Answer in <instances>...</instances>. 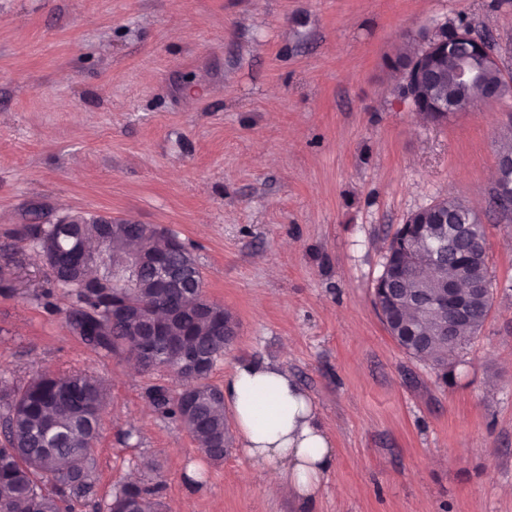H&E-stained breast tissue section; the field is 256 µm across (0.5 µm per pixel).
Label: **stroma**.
<instances>
[{
    "instance_id": "stroma-1",
    "label": "stroma",
    "mask_w": 512,
    "mask_h": 512,
    "mask_svg": "<svg viewBox=\"0 0 512 512\" xmlns=\"http://www.w3.org/2000/svg\"><path fill=\"white\" fill-rule=\"evenodd\" d=\"M451 24L489 37L512 85V0H0V379L104 380L76 512L151 462L161 512H512V215L492 203L512 93L436 121L392 66ZM446 197L485 227L492 295L441 372L388 335L373 288L400 225ZM76 213L182 240L239 325L210 385L250 357L309 394L336 456L311 506L158 412L172 373L72 330L20 231Z\"/></svg>"
}]
</instances>
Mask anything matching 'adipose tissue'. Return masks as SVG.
<instances>
[{
  "mask_svg": "<svg viewBox=\"0 0 512 512\" xmlns=\"http://www.w3.org/2000/svg\"><path fill=\"white\" fill-rule=\"evenodd\" d=\"M237 443L271 494L288 491L309 502L335 465L332 439L312 399L283 366L238 360L224 378Z\"/></svg>",
  "mask_w": 512,
  "mask_h": 512,
  "instance_id": "1",
  "label": "adipose tissue"
}]
</instances>
